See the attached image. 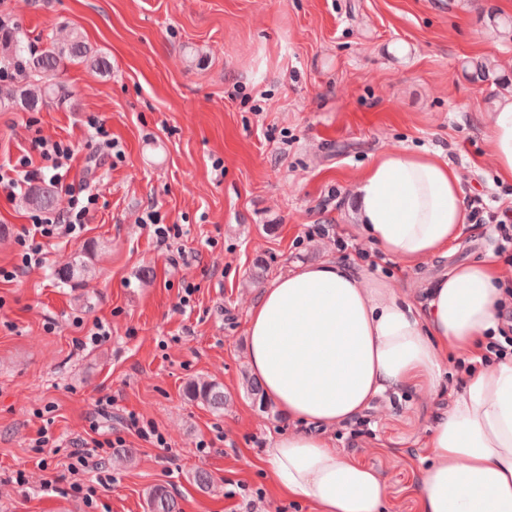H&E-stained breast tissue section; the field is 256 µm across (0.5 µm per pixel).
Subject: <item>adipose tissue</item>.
Wrapping results in <instances>:
<instances>
[{
    "label": "adipose tissue",
    "mask_w": 512,
    "mask_h": 512,
    "mask_svg": "<svg viewBox=\"0 0 512 512\" xmlns=\"http://www.w3.org/2000/svg\"><path fill=\"white\" fill-rule=\"evenodd\" d=\"M487 130L499 174L512 180V92L498 98ZM355 207L367 238L394 261L447 257L470 230L457 170L425 151L375 158ZM500 274L491 257L452 266L417 306L397 283L337 259L296 265L265 288L248 312V363L279 412L306 425L265 450L278 489L318 512H382L385 480L334 448L327 431L416 378L437 392L448 352L469 354L497 333ZM423 447L413 490L423 512H512V362L468 375Z\"/></svg>",
    "instance_id": "ef3b65f1"
}]
</instances>
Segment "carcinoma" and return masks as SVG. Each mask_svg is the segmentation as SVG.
<instances>
[{"mask_svg": "<svg viewBox=\"0 0 512 512\" xmlns=\"http://www.w3.org/2000/svg\"><path fill=\"white\" fill-rule=\"evenodd\" d=\"M9 63L13 77L6 86L0 85V105L21 107L34 111L51 104H64L71 93L56 76L70 65H82L101 73L112 69L111 62L94 53L83 34L73 30L66 42L37 54L30 51L24 38L15 28L0 26V61ZM21 203L29 208L49 209L58 206V200L49 184L27 188ZM92 271V266L79 253L58 272L61 283L80 280ZM186 394L214 412L224 409V389L213 381L194 380L187 384ZM147 512H180L177 498L163 486L150 488L146 493Z\"/></svg>", "mask_w": 512, "mask_h": 512, "instance_id": "carcinoma-1", "label": "carcinoma"}]
</instances>
